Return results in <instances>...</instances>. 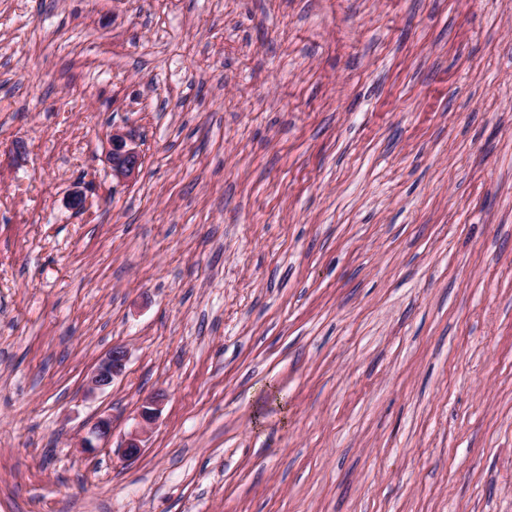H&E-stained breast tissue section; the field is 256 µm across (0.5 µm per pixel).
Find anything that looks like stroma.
Instances as JSON below:
<instances>
[{
    "label": "stroma",
    "instance_id": "35a3bbf8",
    "mask_svg": "<svg viewBox=\"0 0 512 512\" xmlns=\"http://www.w3.org/2000/svg\"><path fill=\"white\" fill-rule=\"evenodd\" d=\"M0 512H512V0H0ZM128 138L119 130L112 131L110 138L109 163L112 168V178L118 182L134 179L142 165V155L136 147L128 143ZM128 361V351L122 345H113L91 372L86 383V393L93 395L112 387L121 376ZM160 397V394H156L143 403L139 414L141 419L140 426L130 433L123 447L124 455L127 459L133 460L138 458L143 448H145L143 442L147 434V426L155 420L160 411L162 400Z\"/></svg>",
    "mask_w": 512,
    "mask_h": 512
}]
</instances>
